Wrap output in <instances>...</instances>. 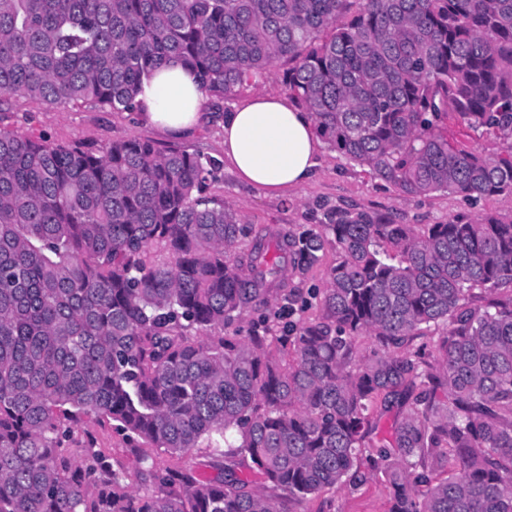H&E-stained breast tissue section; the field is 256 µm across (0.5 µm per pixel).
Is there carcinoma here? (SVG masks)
I'll list each match as a JSON object with an SVG mask.
<instances>
[{"mask_svg":"<svg viewBox=\"0 0 512 512\" xmlns=\"http://www.w3.org/2000/svg\"><path fill=\"white\" fill-rule=\"evenodd\" d=\"M170 59L218 99L287 61L319 138L404 196L512 193V0H0L1 96L136 112ZM450 113L499 149L450 142ZM218 169L0 128V512H297L365 461L388 512H512V219L418 235L338 209L238 258ZM328 248L321 318L210 334ZM439 325L434 356L414 340ZM378 403L399 412L367 459ZM92 415L171 455L225 446L283 495L150 456L135 492L91 436L70 448Z\"/></svg>","mask_w":512,"mask_h":512,"instance_id":"obj_1","label":"carcinoma"}]
</instances>
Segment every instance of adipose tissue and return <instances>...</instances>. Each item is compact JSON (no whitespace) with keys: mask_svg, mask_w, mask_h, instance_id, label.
<instances>
[{"mask_svg":"<svg viewBox=\"0 0 512 512\" xmlns=\"http://www.w3.org/2000/svg\"><path fill=\"white\" fill-rule=\"evenodd\" d=\"M205 94L181 62L144 79L136 101L141 118L172 136L200 127ZM224 159L249 186L272 195L314 175L321 141L311 117L287 98L258 95L224 115Z\"/></svg>","mask_w":512,"mask_h":512,"instance_id":"1","label":"adipose tissue"}]
</instances>
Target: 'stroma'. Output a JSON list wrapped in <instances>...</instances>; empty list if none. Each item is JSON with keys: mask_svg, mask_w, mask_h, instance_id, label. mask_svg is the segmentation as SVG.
Wrapping results in <instances>:
<instances>
[{"mask_svg": "<svg viewBox=\"0 0 512 512\" xmlns=\"http://www.w3.org/2000/svg\"><path fill=\"white\" fill-rule=\"evenodd\" d=\"M286 63H278L270 74L259 82L241 87L234 95L221 100L219 106L204 102V111L211 118L193 135L175 138L151 124L132 118L124 112H112L89 104L49 107L22 94L0 97V127L19 134L56 143L84 142L105 145L113 141L138 137L152 141L157 148L178 145L221 160L216 179L208 186V195L224 200L235 213L239 223L252 230L249 238L239 242L235 253H249L253 240L268 233H285L306 225L320 224L328 212L344 207H359L389 217L395 223L408 224L422 230L429 224H444L454 218L476 220L493 215L503 220L512 218V194H501L480 200H471L443 191L421 197H406L396 189L375 179L367 167L347 161L335 151L322 149L320 164L313 178L303 186L289 190L287 196L265 194L243 183L234 169L224 163L223 114L234 104L260 93L287 96L283 82ZM336 262L334 250H326L318 262L310 267L290 270L287 289L274 294L265 313L275 325L288 321L283 310L288 306L289 287L307 293L324 287L327 272ZM77 436L93 435L96 447L111 458L114 465L123 468L133 489H144L138 458L140 449L134 448L110 421L86 419L75 428ZM149 456L163 467L176 465L197 469L202 475L213 477L220 473L226 460L211 448H196L182 458L171 457L152 448ZM389 491L381 474H367L357 487L324 489L309 496L299 512H387Z\"/></svg>", "mask_w": 512, "mask_h": 512, "instance_id": "1", "label": "stroma"}]
</instances>
